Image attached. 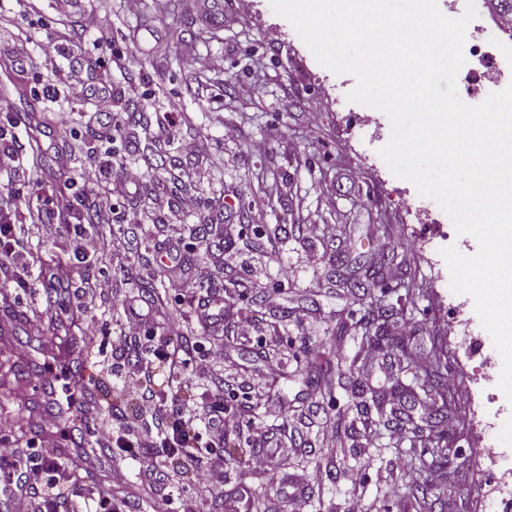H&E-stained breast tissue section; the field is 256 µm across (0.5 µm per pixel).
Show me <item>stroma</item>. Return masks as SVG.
Listing matches in <instances>:
<instances>
[{"label":"stroma","instance_id":"35a3bbf8","mask_svg":"<svg viewBox=\"0 0 512 512\" xmlns=\"http://www.w3.org/2000/svg\"><path fill=\"white\" fill-rule=\"evenodd\" d=\"M238 2L0 0V126L38 142L27 157L37 181L16 201L36 278L22 290L0 275V314L12 319L11 335H0V433L21 446L34 439L46 402L31 376L70 350L80 351L96 398L113 406L104 422L124 423L129 408L106 370L127 359L113 350L110 330L135 305L151 322L181 324L196 341L187 369L192 401L209 398L212 385L199 369L212 365L244 433L262 428L288 453L277 482L266 484L249 467L251 448L230 436L224 471L213 478L218 512L244 493L263 499L268 512H347L355 500L366 512H499L512 498V454L494 449L512 441V403L499 394L491 348H475L484 328L473 298L450 289L439 253L448 216L381 159L390 122L348 102L354 76L314 59L299 66L309 49L270 0H249L244 10ZM92 9L105 17L97 32L82 27ZM60 36L61 56L44 60L39 42ZM74 56L97 98L68 97ZM38 84L52 96L36 97ZM228 124L235 139L224 137ZM188 141L195 155L183 153ZM257 141L263 151H252ZM104 157L112 179L129 168L143 179L116 202L112 223L98 225L99 256L80 263L70 257L66 218L35 224L31 216L69 188L81 190L80 208L93 213L102 187L83 178ZM187 191L200 208L171 224L168 207ZM319 224L335 225V238L321 237ZM172 245L189 266L182 281L151 268ZM311 253L318 264H309ZM373 265L390 284L384 302L396 310L386 341L372 348L363 322L373 297L362 285ZM104 275L129 283L130 297L81 312L83 288ZM148 283L167 305L146 297ZM207 297L224 303L223 338L198 329ZM33 315L44 320V335H27ZM239 315L252 318L249 335H237ZM400 337L417 365L403 377L410 394L393 398L392 410L409 419L393 434L376 409L362 408L358 392L386 389ZM317 366L347 370L350 379L312 391L305 380ZM432 373L453 386L424 392L421 380ZM425 402L439 413L438 426L423 420ZM437 443L448 456L444 470L430 463ZM415 479L430 489L425 502L392 495L393 485ZM456 485L468 493L452 502Z\"/></svg>","mask_w":512,"mask_h":512}]
</instances>
